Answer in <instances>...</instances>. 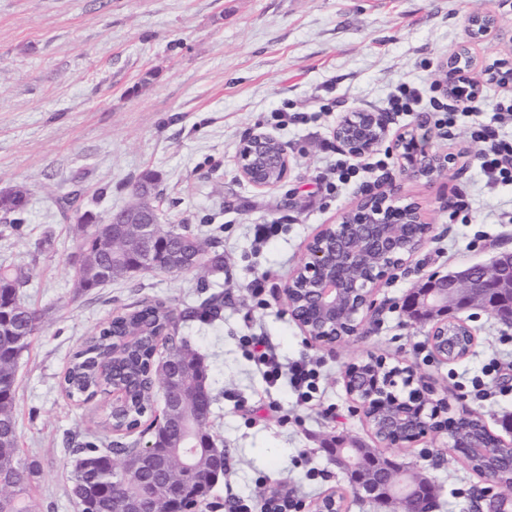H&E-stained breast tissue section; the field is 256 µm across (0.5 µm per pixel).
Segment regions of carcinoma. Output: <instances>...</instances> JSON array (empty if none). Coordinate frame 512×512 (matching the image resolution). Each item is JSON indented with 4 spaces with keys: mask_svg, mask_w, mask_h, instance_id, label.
I'll use <instances>...</instances> for the list:
<instances>
[{
    "mask_svg": "<svg viewBox=\"0 0 512 512\" xmlns=\"http://www.w3.org/2000/svg\"><path fill=\"white\" fill-rule=\"evenodd\" d=\"M132 193L131 209L146 208L159 194V175L144 171ZM27 194L21 188L0 191V214L8 226L20 229L27 211ZM165 240L164 257L156 271L179 276L187 272L191 257H197L194 272L220 269L224 255L216 250V240L201 238L182 224H160ZM112 226L91 232L75 225V249L83 252L75 265L74 288L79 295L94 292L122 277L112 266ZM28 275L11 265H0V474L8 483L0 485V512H34L31 504L39 468L21 448L16 411V370L20 359L34 344L40 313L25 304L21 289ZM224 297L211 295L198 305L178 311L159 300H141L120 312L107 325L85 338L74 353L60 382L62 393L84 404L99 393L120 386L128 397L126 415L112 421V414L99 423L102 434L87 435L73 443V460L68 472L69 495L78 512H126L136 502L139 512H161L164 505L149 495L155 485H165L173 508L180 512H204L215 485L224 478V449L216 445L209 430L214 401L208 384V370L195 350L178 336L176 321H211L219 318ZM164 355L157 356L158 348ZM180 373L177 385L162 394L163 410L142 418L151 410L153 390L160 389L162 371ZM208 438L211 448H194L193 436ZM469 439L487 446L484 422L471 417ZM180 450L192 460V476L178 478L177 470L164 463L167 454Z\"/></svg>",
    "mask_w": 512,
    "mask_h": 512,
    "instance_id": "cac0c4a2",
    "label": "carcinoma"
}]
</instances>
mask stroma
Returning <instances> with one entry per match:
<instances>
[{
    "label": "stroma",
    "instance_id": "1",
    "mask_svg": "<svg viewBox=\"0 0 512 512\" xmlns=\"http://www.w3.org/2000/svg\"><path fill=\"white\" fill-rule=\"evenodd\" d=\"M476 11L500 22L497 37L472 47L471 76L491 95L499 86L487 67L512 69V0H0V190L21 187L28 198L20 232L0 235V263L30 269L22 298L42 314L16 381L21 440L41 470L37 512H76L68 440L98 433L109 410L104 398L75 405L58 379L84 336L144 298L180 309L224 296L219 320L178 325L208 366L210 429L227 462L206 512H226L231 495L249 496L260 512L275 494L314 512L334 491L344 493L347 512H390L354 497L329 455L377 445L343 384L346 368L371 355L413 366L435 397L481 413L502 434L512 414V327L478 308L461 311L475 345L465 360L446 363L432 353L430 325L401 309L427 277L512 252V223L502 219L512 211V185L487 184L474 167L471 115L438 127L432 148L455 163L436 181L406 178L393 154L336 192L324 187L345 156L325 150L341 116L379 111L399 83H437ZM276 109L287 111V125H276ZM255 129L288 151L290 174L271 190L238 171L240 143ZM146 170L161 178L160 223L218 238L223 269L140 273L76 296L73 219L57 197L78 191L81 208L104 218L129 204ZM391 187L420 206L430 239L377 289V323L332 346L309 339L290 315L285 282L322 225L365 192ZM257 224L277 231L255 243ZM257 277L265 280L262 308L247 290ZM244 336L263 337L282 363L310 360L319 372L310 401L286 381L267 388L241 349ZM385 455L429 480L433 512H489L473 507L484 480L445 437Z\"/></svg>",
    "mask_w": 512,
    "mask_h": 512
}]
</instances>
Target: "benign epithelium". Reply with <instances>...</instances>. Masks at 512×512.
I'll return each mask as SVG.
<instances>
[{"instance_id":"obj_1","label":"benign epithelium","mask_w":512,"mask_h":512,"mask_svg":"<svg viewBox=\"0 0 512 512\" xmlns=\"http://www.w3.org/2000/svg\"><path fill=\"white\" fill-rule=\"evenodd\" d=\"M469 41L461 45L441 66V89L464 101L480 94L468 73L475 59L471 45L499 32L497 17L472 13L467 18ZM434 134L430 123L421 119L397 135L390 134L385 115L352 109L334 129V136L351 156L362 158L388 146L401 162L402 173L410 179L433 181L450 171L454 157L432 150L428 140ZM240 176L257 189L274 188L290 171L288 152L274 136L254 131L238 151ZM396 194L383 191L367 194L336 223L321 228L308 243L304 257L284 287L290 312L303 333L325 344H334L359 333L365 322L376 319L379 309L374 294L389 273L413 258L426 244L432 225L424 221L413 202L393 207ZM155 208L112 221L113 261L125 254L142 253L140 269L157 265L159 240ZM413 292L403 308L415 322H430L429 342L434 354L448 361V337L440 330L448 322V310L480 307L500 322L512 325V254H504L488 265L433 276ZM349 397L364 410L367 423H376L372 433L382 448L411 445L430 434L444 433L448 447L471 456V445L463 438L470 412L461 411L451 427L434 422L438 408L448 401L432 398L423 377L410 366H390L382 358L352 363L344 372ZM344 473L352 493L378 505L394 503L401 512H430L432 487L424 477H409L396 462L378 451L368 461L356 448L330 451ZM500 462L482 459V478L490 489L501 487Z\"/></svg>"}]
</instances>
